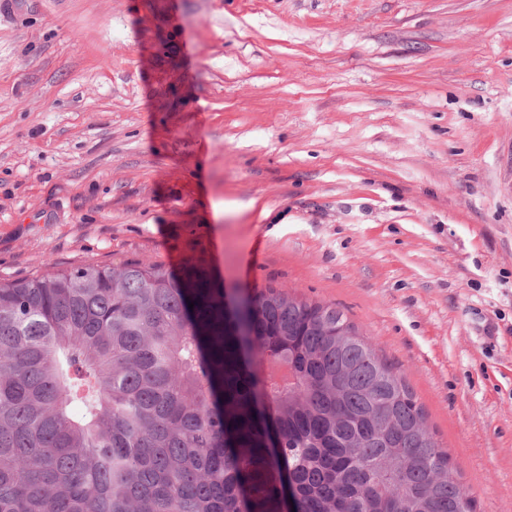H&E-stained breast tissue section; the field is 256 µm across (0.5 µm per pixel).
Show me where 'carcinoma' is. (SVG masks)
Instances as JSON below:
<instances>
[{"label": "carcinoma", "instance_id": "cac0c4a2", "mask_svg": "<svg viewBox=\"0 0 512 512\" xmlns=\"http://www.w3.org/2000/svg\"><path fill=\"white\" fill-rule=\"evenodd\" d=\"M339 319L192 263L0 283V512H476Z\"/></svg>", "mask_w": 512, "mask_h": 512}]
</instances>
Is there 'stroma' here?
I'll use <instances>...</instances> for the list:
<instances>
[{
	"instance_id": "1",
	"label": "stroma",
	"mask_w": 512,
	"mask_h": 512,
	"mask_svg": "<svg viewBox=\"0 0 512 512\" xmlns=\"http://www.w3.org/2000/svg\"><path fill=\"white\" fill-rule=\"evenodd\" d=\"M191 259L340 308L512 512V0H0V282Z\"/></svg>"
}]
</instances>
